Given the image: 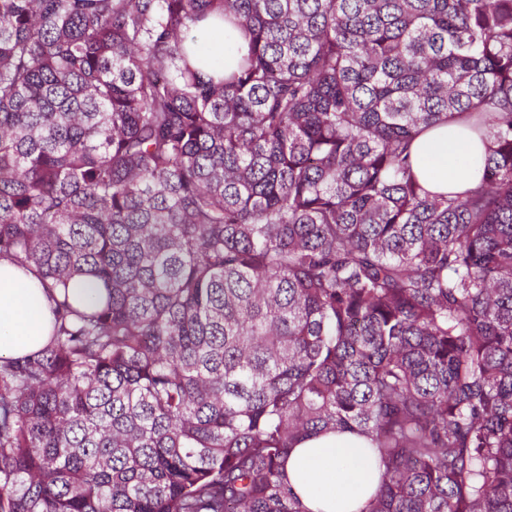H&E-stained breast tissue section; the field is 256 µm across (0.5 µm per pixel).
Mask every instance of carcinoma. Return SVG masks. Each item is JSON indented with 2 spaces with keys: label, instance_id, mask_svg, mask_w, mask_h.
Segmentation results:
<instances>
[{
  "label": "carcinoma",
  "instance_id": "cac0c4a2",
  "mask_svg": "<svg viewBox=\"0 0 512 512\" xmlns=\"http://www.w3.org/2000/svg\"><path fill=\"white\" fill-rule=\"evenodd\" d=\"M0 259L55 317L0 358V512H307L327 432L362 512H512V0H0ZM413 153L419 176L432 191L462 192L481 178L477 161L484 145L479 138L459 130L448 133V127L430 129L415 140ZM356 434H323L304 439L285 465L289 485L309 512H360L379 485V469ZM339 510H336V509Z\"/></svg>",
  "mask_w": 512,
  "mask_h": 512
}]
</instances>
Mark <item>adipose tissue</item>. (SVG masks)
<instances>
[{
  "instance_id": "obj_1",
  "label": "adipose tissue",
  "mask_w": 512,
  "mask_h": 512,
  "mask_svg": "<svg viewBox=\"0 0 512 512\" xmlns=\"http://www.w3.org/2000/svg\"><path fill=\"white\" fill-rule=\"evenodd\" d=\"M420 178L435 192H461L481 178L482 141L464 132L433 128L413 144ZM51 303L38 282L0 260V357L16 358L43 347L52 331ZM364 437L323 434L304 439L285 465L293 491L308 512H362L379 485V469Z\"/></svg>"
}]
</instances>
